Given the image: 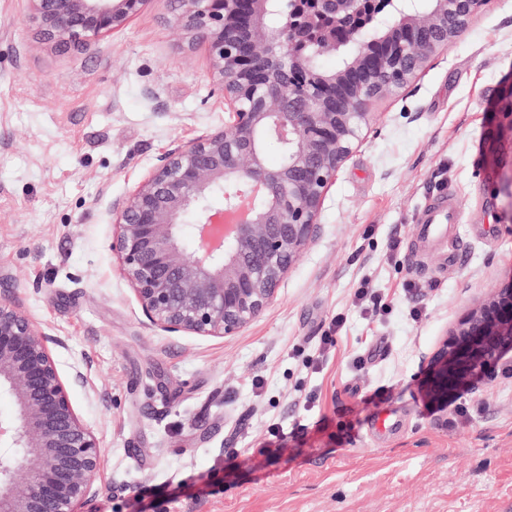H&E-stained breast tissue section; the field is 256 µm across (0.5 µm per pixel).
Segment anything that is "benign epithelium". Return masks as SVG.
I'll list each match as a JSON object with an SVG mask.
<instances>
[{
  "instance_id": "1",
  "label": "benign epithelium",
  "mask_w": 512,
  "mask_h": 512,
  "mask_svg": "<svg viewBox=\"0 0 512 512\" xmlns=\"http://www.w3.org/2000/svg\"><path fill=\"white\" fill-rule=\"evenodd\" d=\"M43 34L89 45L136 16L146 0H30ZM392 22L336 38L305 37L283 20L279 0H175L178 22L205 37L211 73L224 94V128L179 143L124 199L112 204V255L142 313L167 332L233 336L276 299L281 281L311 242L337 173L362 142L373 105L407 87L429 60L482 13L487 0H376ZM315 14L355 17L362 0H311ZM352 50L337 71L314 60L340 44ZM285 148L270 166L267 138ZM192 217L196 238L181 236ZM41 328L0 298V391L16 406L0 421V512H78L92 498L105 454ZM512 349V283L491 286L465 307L425 358L426 395L448 392Z\"/></svg>"
}]
</instances>
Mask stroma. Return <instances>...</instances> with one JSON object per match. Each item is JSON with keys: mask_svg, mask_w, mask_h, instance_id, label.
<instances>
[{"mask_svg": "<svg viewBox=\"0 0 512 512\" xmlns=\"http://www.w3.org/2000/svg\"><path fill=\"white\" fill-rule=\"evenodd\" d=\"M174 14L172 0H146L123 28L65 51L41 37L30 0H0V297L62 339V373L87 374L72 400L106 462L84 512H131L135 489L195 472L212 473L214 494L156 512H512V377L451 394L449 408L469 409L452 424L423 388L457 314L512 279V0H488L375 104L275 302L224 338L153 326L112 256L113 202L173 145L224 126L207 44ZM447 191L468 252L449 273L411 257L422 210ZM364 280L390 305L381 317L352 302ZM336 315L335 349L313 366ZM384 413L400 427L379 442L367 429ZM275 421L309 430L270 458Z\"/></svg>", "mask_w": 512, "mask_h": 512, "instance_id": "obj_1", "label": "stroma"}]
</instances>
